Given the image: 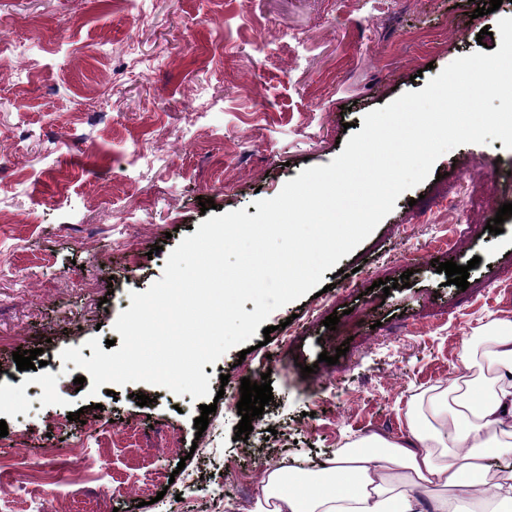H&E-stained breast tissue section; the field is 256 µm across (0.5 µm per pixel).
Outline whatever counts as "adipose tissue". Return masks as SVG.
Here are the masks:
<instances>
[{
  "label": "adipose tissue",
  "mask_w": 512,
  "mask_h": 512,
  "mask_svg": "<svg viewBox=\"0 0 512 512\" xmlns=\"http://www.w3.org/2000/svg\"><path fill=\"white\" fill-rule=\"evenodd\" d=\"M492 378L411 398L405 439L372 434L314 472L281 462L267 469L251 512H500L512 505V321L487 340Z\"/></svg>",
  "instance_id": "1"
}]
</instances>
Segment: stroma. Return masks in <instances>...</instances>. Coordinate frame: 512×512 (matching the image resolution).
<instances>
[{
	"instance_id": "stroma-1",
	"label": "stroma",
	"mask_w": 512,
	"mask_h": 512,
	"mask_svg": "<svg viewBox=\"0 0 512 512\" xmlns=\"http://www.w3.org/2000/svg\"><path fill=\"white\" fill-rule=\"evenodd\" d=\"M387 4L373 22L369 0H0V36L13 47L0 56V391L11 397L0 408V466L23 448L31 471L0 512H95L104 492L117 512H250L268 467L287 459L311 470L365 435L400 436L410 396L486 371L483 336L512 320V216L500 234L486 227L512 203V150L499 139L440 156L324 272L329 292L272 312L256 350L204 365L210 392L235 394L273 357V398L247 441L235 437L236 405L218 402L199 433L191 394L146 383L94 394L74 384L83 369L60 358L69 347L91 358L92 338L119 340L130 292L162 278L183 228L219 208L256 215L257 200L330 164L347 124L422 90L483 48L481 29L512 17V0L495 11L490 0ZM479 6L488 13L477 18ZM441 191L455 194L456 211L435 208ZM203 198L213 208L201 209ZM413 198L433 209L430 223L416 221ZM476 256L464 290L434 267ZM405 272L407 288L376 285ZM349 308L363 317L324 326ZM290 316L299 329L283 350L276 327ZM467 344L480 354L469 371ZM19 348L40 349L42 367L18 370ZM138 393L152 404L138 406ZM98 404L107 423L94 418ZM72 448L94 466L54 476L53 456Z\"/></svg>"
}]
</instances>
